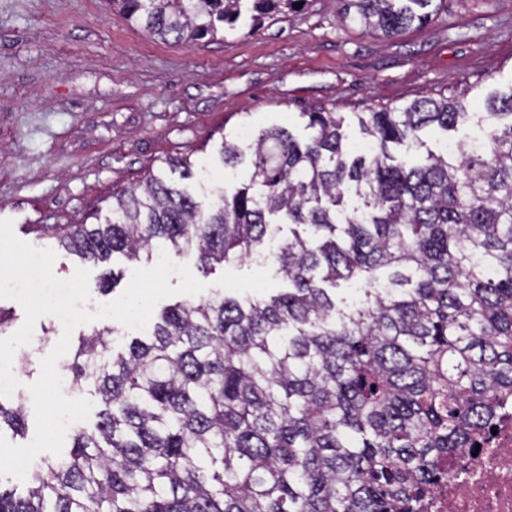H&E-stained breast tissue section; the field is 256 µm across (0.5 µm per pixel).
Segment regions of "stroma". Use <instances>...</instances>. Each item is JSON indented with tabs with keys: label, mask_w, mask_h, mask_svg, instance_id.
Returning <instances> with one entry per match:
<instances>
[{
	"label": "stroma",
	"mask_w": 512,
	"mask_h": 512,
	"mask_svg": "<svg viewBox=\"0 0 512 512\" xmlns=\"http://www.w3.org/2000/svg\"><path fill=\"white\" fill-rule=\"evenodd\" d=\"M341 0L219 41L162 42L127 25L105 0H0V219L38 248L30 224H78L113 191L168 156L189 157L209 187L225 185L224 138L271 126L306 137L313 107L349 116L414 100L466 96L456 129L432 144L488 129L486 101L512 91V0H447L431 23L386 39L342 22ZM201 299L268 297L287 283L254 259L202 276ZM63 333L36 322L21 386Z\"/></svg>",
	"instance_id": "35a3bbf8"
}]
</instances>
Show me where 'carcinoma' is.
I'll list each match as a JSON object with an SVG mask.
<instances>
[{
  "label": "carcinoma",
  "instance_id": "obj_1",
  "mask_svg": "<svg viewBox=\"0 0 512 512\" xmlns=\"http://www.w3.org/2000/svg\"><path fill=\"white\" fill-rule=\"evenodd\" d=\"M306 0H109L161 41L214 40L242 4L261 23ZM344 18L386 37L426 24L434 0H344ZM497 123L480 148L421 139L454 128L462 98H423L345 117L303 113L243 146L224 139V168L247 174L198 196L168 157L112 193L91 224H28L95 265L153 245L193 251L211 273L273 259L288 290L267 299L177 303L151 335L114 349V327L78 338L67 368L96 397L95 423L68 455L45 457L28 493L0 489V512H421L454 477L512 397V92L486 104ZM421 153L398 162L391 145ZM292 226L269 247L271 227ZM363 299L336 308L341 281ZM26 431V398L0 397V434Z\"/></svg>",
  "mask_w": 512,
  "mask_h": 512
}]
</instances>
